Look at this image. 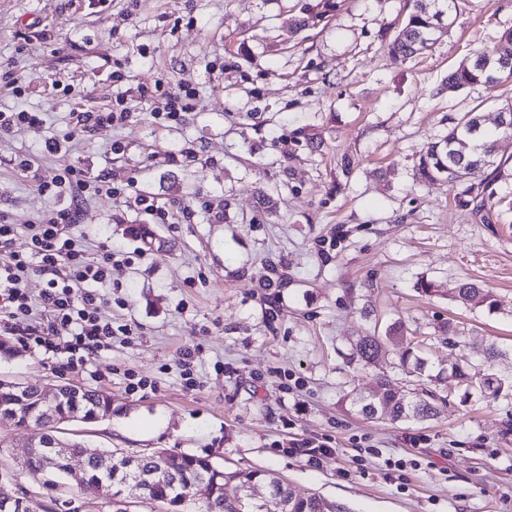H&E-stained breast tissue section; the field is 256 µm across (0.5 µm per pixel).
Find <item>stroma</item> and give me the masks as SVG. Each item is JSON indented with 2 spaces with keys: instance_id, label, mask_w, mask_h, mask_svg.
<instances>
[{
  "instance_id": "1",
  "label": "stroma",
  "mask_w": 512,
  "mask_h": 512,
  "mask_svg": "<svg viewBox=\"0 0 512 512\" xmlns=\"http://www.w3.org/2000/svg\"><path fill=\"white\" fill-rule=\"evenodd\" d=\"M412 6L0 0V110L43 118L0 136V216L23 225L69 206L39 190L66 165L134 185L167 212L161 222L122 195L87 199L73 232L132 256L100 290L118 334L83 364L71 362L68 337L47 351L12 335L0 378L108 392L111 417L64 426L93 452L208 455L350 512H512V394L455 393L427 421L367 420L347 401L377 372L406 382L396 352L373 369L352 358L360 337L393 324L418 341L431 372L466 353L512 382V139L499 143L511 161L492 210L457 207L454 188L415 176L449 117L475 108L492 129L512 100V82L440 88L474 52L503 48L512 0H456L432 50L392 60L386 45ZM297 13L305 25L292 36ZM121 95L132 106L125 125L45 153L47 138L71 132L73 113L111 109ZM174 97L190 100L178 123L158 116ZM223 210L227 219H214ZM132 224L153 229L160 249L127 234ZM464 278L491 288L494 311L452 300ZM423 281L434 294L421 293ZM448 320L459 330L453 347L439 332ZM189 347L193 388L182 367ZM32 437L0 421L1 491L56 500L57 512H112L107 496L50 490L21 472ZM294 440L333 451L312 465L289 452Z\"/></svg>"
}]
</instances>
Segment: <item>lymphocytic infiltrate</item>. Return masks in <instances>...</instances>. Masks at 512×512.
<instances>
[{"label": "lymphocytic infiltrate", "instance_id": "f902f5d3", "mask_svg": "<svg viewBox=\"0 0 512 512\" xmlns=\"http://www.w3.org/2000/svg\"><path fill=\"white\" fill-rule=\"evenodd\" d=\"M39 189L51 197H111L117 193L109 181L84 179L72 166L65 167L54 180L41 183ZM76 221V209L64 208L26 225L22 230L28 249L19 252L10 250L9 245L21 229L0 217V330L7 334L23 331L48 350L54 337L67 336L72 354L85 358L98 353L112 339V323L102 315L97 288L106 283L118 254L107 248L100 257H89L83 240L71 230ZM35 272L45 279L36 302L27 292V282ZM40 307L50 316L43 326L34 323Z\"/></svg>", "mask_w": 512, "mask_h": 512}]
</instances>
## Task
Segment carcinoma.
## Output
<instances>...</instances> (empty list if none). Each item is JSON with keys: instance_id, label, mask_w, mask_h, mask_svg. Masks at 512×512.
Returning <instances> with one entry per match:
<instances>
[{"instance_id": "1", "label": "carcinoma", "mask_w": 512, "mask_h": 512, "mask_svg": "<svg viewBox=\"0 0 512 512\" xmlns=\"http://www.w3.org/2000/svg\"><path fill=\"white\" fill-rule=\"evenodd\" d=\"M444 11L432 8L428 0H415L413 10L408 14L401 29L388 44V52L394 58L409 59L432 48L438 37L444 34ZM501 74L500 56L479 53L465 59L448 72L446 88L459 90L475 85H486L491 75ZM512 136V116L509 124L493 130L484 127L477 112H465L453 119L447 132L431 143L421 155L417 164L419 178L425 181L444 180L454 186L467 180L472 174L488 169L478 184H470L455 196V203L468 207L479 203L484 209L492 206L495 192L492 185L505 176L504 163H495L498 142ZM454 299L466 307L485 308L492 311L496 307L493 292L471 280H460L451 288ZM393 346L400 350L402 366H410V373L418 378H427L435 383L448 381V376L464 387V398L474 394L498 397L505 389V383L489 375L474 370V364L465 356L457 359L448 369L432 375L426 372V359L414 353L407 338L397 334L395 327H389L384 335L373 334L361 337L355 345L353 356L372 364L383 349ZM39 385H29L30 400L21 407L17 420L19 426L40 431L39 447L31 449L24 465L31 474L44 471V441L50 439L54 429L65 422L63 407L56 408L58 416L47 414L39 405L36 393ZM435 392L426 388L406 389L400 387L387 375L376 377L375 385L367 393H361L353 400L358 413L368 419L378 418V409L386 410L392 421L409 419L425 420L439 414ZM79 403L85 414L112 413V399L98 389H81ZM138 469L148 475L140 495L147 501L164 500L170 512H180L185 502L199 499L206 512H349L336 502L318 495L301 497L294 494L288 484L267 472H254L240 476L224 471L210 457L197 456L185 452L154 451L138 455ZM127 477L123 461L116 459L112 472L106 473L93 463L81 475L79 488L88 492L98 481L120 484ZM238 481L234 494L227 492L231 481ZM263 482L269 489V499L259 501L252 496L251 487Z\"/></svg>"}]
</instances>
